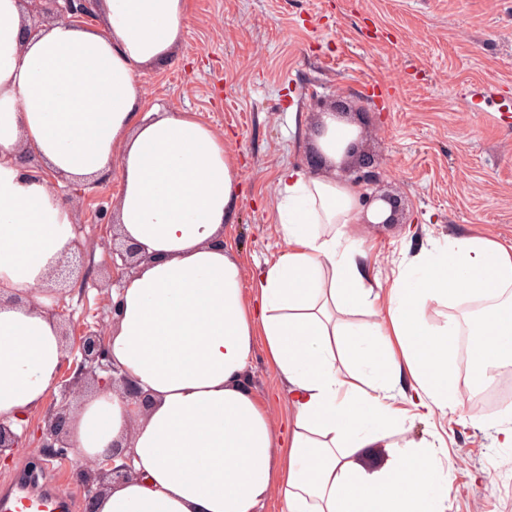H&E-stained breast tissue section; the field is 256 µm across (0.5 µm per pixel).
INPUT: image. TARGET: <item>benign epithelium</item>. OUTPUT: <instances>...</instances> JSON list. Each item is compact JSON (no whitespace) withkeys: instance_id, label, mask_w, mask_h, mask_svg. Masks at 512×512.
<instances>
[{"instance_id":"obj_1","label":"benign epithelium","mask_w":512,"mask_h":512,"mask_svg":"<svg viewBox=\"0 0 512 512\" xmlns=\"http://www.w3.org/2000/svg\"><path fill=\"white\" fill-rule=\"evenodd\" d=\"M95 12V0H30L28 16L32 18L75 20ZM343 163L355 162L367 169L370 161L360 154L358 143L350 142L344 151ZM103 247L112 255V270L116 271L112 284H117L124 275L132 272L139 261L138 248L132 245H116V238L103 242ZM84 246L74 240L71 256L65 258L57 268L56 275L65 278L75 272V263L83 255ZM108 325L97 323L85 327L70 350L72 363L61 368L56 379L60 405L49 407L38 428L37 451L41 455L56 457L64 455L70 444L67 440L70 413L66 401L70 395L80 389L87 378H92L101 386L119 383L130 405L145 408L149 399L136 385L118 375V369L112 366L105 343ZM26 445V434L17 433L10 426L0 422V460L15 454ZM86 495V512H95L94 504L98 495L108 486L121 483L133 476L130 459L125 449L114 445L95 456L77 473Z\"/></svg>"}]
</instances>
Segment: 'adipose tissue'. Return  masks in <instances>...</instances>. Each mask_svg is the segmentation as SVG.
Listing matches in <instances>:
<instances>
[{
  "instance_id": "obj_1",
  "label": "adipose tissue",
  "mask_w": 512,
  "mask_h": 512,
  "mask_svg": "<svg viewBox=\"0 0 512 512\" xmlns=\"http://www.w3.org/2000/svg\"><path fill=\"white\" fill-rule=\"evenodd\" d=\"M99 10L101 25L59 21L27 37L24 0H0V421L20 427L67 356L44 311L75 237L76 205L57 187L117 169L112 222L146 259L112 291L120 314L106 345L151 404L132 407L116 389L78 403L80 458L118 444L134 472L101 492L96 512H261L274 495L288 512H444L434 448L391 443L390 463L373 472L354 457L403 422L402 373L415 408L457 407L448 359L459 329L450 318L427 325L428 307L489 301L474 324L475 378L512 361V246L456 239L382 287L336 227L383 221L388 208L362 210L352 186L291 168L278 180L287 249L246 299L243 267L224 247L241 189L223 135L191 112L142 111L137 75L182 45L188 0H100ZM24 153L44 178L18 164ZM344 312L366 321L342 328ZM258 334L291 397L282 433L248 379ZM354 367L367 387L346 379Z\"/></svg>"
}]
</instances>
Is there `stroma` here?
<instances>
[{
	"instance_id": "35a3bbf8",
	"label": "stroma",
	"mask_w": 512,
	"mask_h": 512,
	"mask_svg": "<svg viewBox=\"0 0 512 512\" xmlns=\"http://www.w3.org/2000/svg\"><path fill=\"white\" fill-rule=\"evenodd\" d=\"M144 106L190 110L224 137L237 160L241 199L224 226L246 290L286 249L278 179L312 171L313 130L341 104L374 159L377 186L399 202L394 224L342 226L383 285L423 250L461 237L512 245V0H190L183 46L139 72ZM119 175L70 185L85 278L63 299L74 325L108 317L102 246ZM249 381L274 426L290 404L263 340ZM456 412L409 409L398 441L437 447L448 473L445 512H512V447L490 411L458 391Z\"/></svg>"
}]
</instances>
